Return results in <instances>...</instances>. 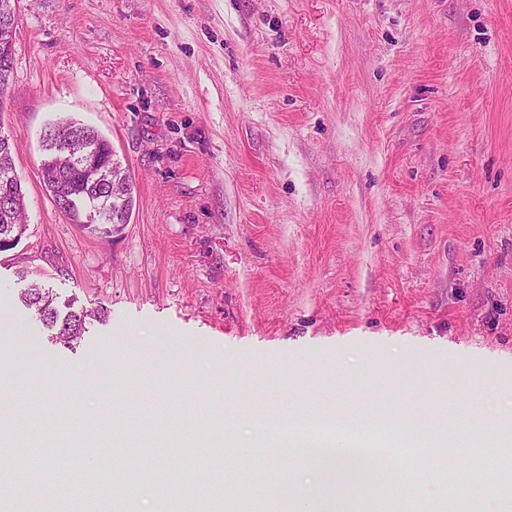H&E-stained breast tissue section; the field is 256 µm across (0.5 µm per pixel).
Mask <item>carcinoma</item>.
I'll return each instance as SVG.
<instances>
[{"instance_id":"carcinoma-1","label":"carcinoma","mask_w":512,"mask_h":512,"mask_svg":"<svg viewBox=\"0 0 512 512\" xmlns=\"http://www.w3.org/2000/svg\"><path fill=\"white\" fill-rule=\"evenodd\" d=\"M80 140L91 152V160L97 166L122 167L115 159L111 142L97 129L74 119L51 124L42 135L43 158L41 178L56 207L75 224L92 233L109 235L121 230L122 225L112 218L133 210L134 199L128 198L118 207L112 205V184L98 182L94 169L80 161L68 158L69 140ZM24 194L21 182L12 165L9 142H0V251H6L19 243L26 231ZM21 301L34 311L51 337L63 345H71L85 332L87 320L105 318V309L97 311L70 310L60 313L54 304L52 290L35 283L22 292ZM93 449L74 448L66 461L50 465L36 438L14 448L15 461L24 468L42 470L55 489L65 512H80L88 507L90 491L77 486L71 479V471L88 463Z\"/></svg>"}]
</instances>
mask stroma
<instances>
[{
	"mask_svg": "<svg viewBox=\"0 0 512 512\" xmlns=\"http://www.w3.org/2000/svg\"><path fill=\"white\" fill-rule=\"evenodd\" d=\"M0 98L27 231L0 252V420L44 432L156 428L153 480L127 487L104 438L112 512H286L267 455L208 471L215 418L296 408L417 407L491 416L512 400V0H17ZM73 118L111 141L134 184L129 224H72L40 175V136ZM105 307L75 347L20 300ZM34 355L23 361L14 338ZM386 478L411 486L389 440ZM444 473L448 503L471 468ZM266 475L263 485L248 471ZM295 508L349 488L303 474Z\"/></svg>",
	"mask_w": 512,
	"mask_h": 512,
	"instance_id": "35a3bbf8",
	"label": "stroma"
}]
</instances>
